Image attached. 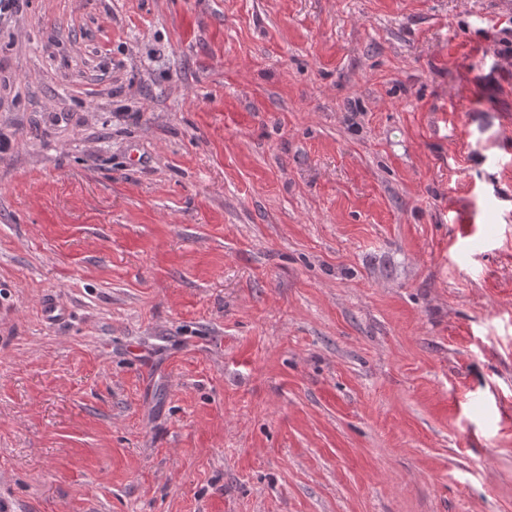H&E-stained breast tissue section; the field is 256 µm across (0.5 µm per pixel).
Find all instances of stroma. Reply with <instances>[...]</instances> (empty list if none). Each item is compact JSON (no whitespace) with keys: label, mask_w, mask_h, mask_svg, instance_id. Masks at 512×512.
I'll return each instance as SVG.
<instances>
[{"label":"stroma","mask_w":512,"mask_h":512,"mask_svg":"<svg viewBox=\"0 0 512 512\" xmlns=\"http://www.w3.org/2000/svg\"><path fill=\"white\" fill-rule=\"evenodd\" d=\"M511 19L0 18V512H512Z\"/></svg>","instance_id":"obj_1"}]
</instances>
